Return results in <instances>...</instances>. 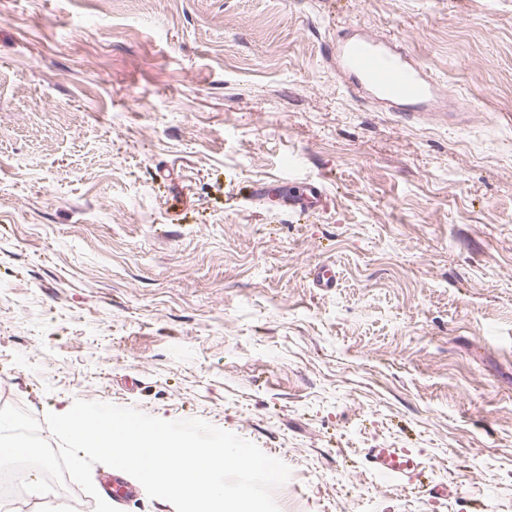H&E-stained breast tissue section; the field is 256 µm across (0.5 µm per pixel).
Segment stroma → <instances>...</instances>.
Instances as JSON below:
<instances>
[{"label": "stroma", "instance_id": "stroma-1", "mask_svg": "<svg viewBox=\"0 0 512 512\" xmlns=\"http://www.w3.org/2000/svg\"><path fill=\"white\" fill-rule=\"evenodd\" d=\"M364 28L461 110L345 93ZM78 399L255 443L280 512H512V0H0V407ZM284 206L292 212H304L320 205L325 197L324 188L314 181H308L302 187L292 185L287 179L278 186ZM311 282L313 288L327 292L336 288V270L330 264H318L310 270ZM364 465L375 476L408 486L424 463L408 450L383 444L378 448L365 449Z\"/></svg>", "mask_w": 512, "mask_h": 512}]
</instances>
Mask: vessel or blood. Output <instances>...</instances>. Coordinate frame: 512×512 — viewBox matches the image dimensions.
<instances>
[{
  "label": "vessel or blood",
  "instance_id": "b4317fda",
  "mask_svg": "<svg viewBox=\"0 0 512 512\" xmlns=\"http://www.w3.org/2000/svg\"><path fill=\"white\" fill-rule=\"evenodd\" d=\"M336 74L353 95L371 99L392 112H444L448 97L440 84L400 45L361 32L337 35L326 47ZM284 206L304 212L320 205L324 188L314 181L297 187L282 181L278 187ZM314 288L327 292L336 286V270L319 264L310 271ZM364 465L375 476L410 484L421 459L410 451L382 445L364 451Z\"/></svg>",
  "mask_w": 512,
  "mask_h": 512
}]
</instances>
